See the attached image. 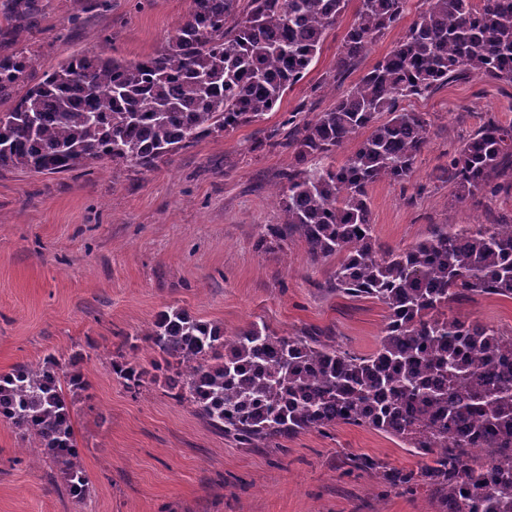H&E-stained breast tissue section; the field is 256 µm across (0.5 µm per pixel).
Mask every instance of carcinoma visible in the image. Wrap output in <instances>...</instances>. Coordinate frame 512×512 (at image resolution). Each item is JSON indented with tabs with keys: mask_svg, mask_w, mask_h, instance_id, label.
I'll return each mask as SVG.
<instances>
[{
	"mask_svg": "<svg viewBox=\"0 0 512 512\" xmlns=\"http://www.w3.org/2000/svg\"><path fill=\"white\" fill-rule=\"evenodd\" d=\"M350 0H191L189 18L153 54L126 61L77 55L0 112V170L71 171L98 159L151 168L211 135L261 119L308 73ZM393 50L310 120L288 113L261 148L293 149L282 173V221L263 246L298 239L314 260L334 257L333 290L387 309L378 348L359 355L323 332L283 335L252 322L231 336L181 308L144 333L162 356V387L196 407L243 448L338 424L388 434L422 458L418 471L361 457L359 471L412 494L435 486L446 512H512V334L448 315L475 294L512 300V224L441 231L396 251L374 235L369 187L404 182L427 145L426 112L400 107L469 74L512 83V0H425ZM407 0H358L336 57L346 74L404 17ZM32 60L0 57V101ZM386 115L382 122L378 117ZM367 137L339 166L334 155ZM512 171V125L487 121L448 155L444 175L463 202L494 195ZM51 356L0 376V419L35 440L80 499L79 464L65 387ZM115 371L139 393L147 370ZM488 457L476 461L474 450Z\"/></svg>",
	"mask_w": 512,
	"mask_h": 512,
	"instance_id": "cac0c4a2",
	"label": "carcinoma"
}]
</instances>
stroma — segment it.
<instances>
[{"instance_id":"35a3bbf8","label":"stroma","mask_w":512,"mask_h":512,"mask_svg":"<svg viewBox=\"0 0 512 512\" xmlns=\"http://www.w3.org/2000/svg\"><path fill=\"white\" fill-rule=\"evenodd\" d=\"M424 6L409 0L403 20L327 86L354 18L347 8L308 74L271 112L153 168L96 160L65 173L0 171V375L53 354L73 359L87 383L71 409L83 504L57 466L0 420V512H443L436 493L401 494L378 472L347 473L354 457L420 466L383 432L339 424L243 448L153 379L134 395L114 370L121 358L146 368L159 360L141 332L169 307L228 335L257 321L283 334L327 329L347 350H376L386 312L331 290L335 258L311 259L297 240L258 246L263 226L280 220L275 192L293 155L257 145L298 104L311 117L332 108ZM189 9L190 0H29L25 10L0 0V56L31 57L22 95L75 54H151ZM403 106L427 113L431 127L411 177L369 190L382 246L403 250L442 229L512 224L511 188L458 203L443 176L449 153L485 119L512 123V84L472 74ZM452 312L512 331V300L473 296Z\"/></svg>"}]
</instances>
